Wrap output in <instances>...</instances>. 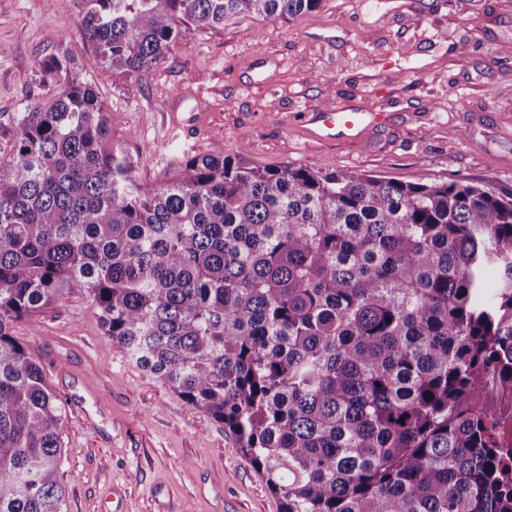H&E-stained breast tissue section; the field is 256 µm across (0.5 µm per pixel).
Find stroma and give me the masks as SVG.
Segmentation results:
<instances>
[{
	"mask_svg": "<svg viewBox=\"0 0 512 512\" xmlns=\"http://www.w3.org/2000/svg\"><path fill=\"white\" fill-rule=\"evenodd\" d=\"M74 0H0V153L13 116L40 93L36 62L75 52L115 137L157 187L175 162L221 145L258 165L344 169L413 181L461 178L512 189V0H322L287 19L257 16L183 34L129 95L80 48ZM269 61L263 84L252 62ZM342 103L386 113L356 141H321L303 113ZM62 400L66 512H99L111 485L126 512H279L278 498L209 414L139 368L104 334L88 294L14 322Z\"/></svg>",
	"mask_w": 512,
	"mask_h": 512,
	"instance_id": "1",
	"label": "stroma"
}]
</instances>
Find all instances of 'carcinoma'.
I'll return each instance as SVG.
<instances>
[{
	"mask_svg": "<svg viewBox=\"0 0 512 512\" xmlns=\"http://www.w3.org/2000/svg\"><path fill=\"white\" fill-rule=\"evenodd\" d=\"M321 0H76V37L141 91L183 32ZM67 53L0 154V512H65L64 405L11 325L87 292L109 339L224 424L280 512H512L480 404L512 381V190L252 164L159 188Z\"/></svg>",
	"mask_w": 512,
	"mask_h": 512,
	"instance_id": "obj_1",
	"label": "carcinoma"
}]
</instances>
